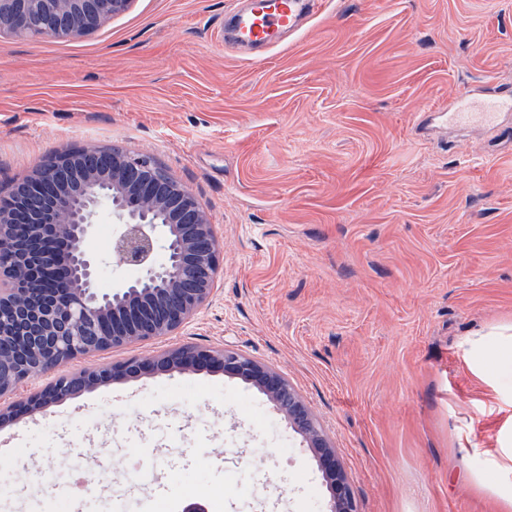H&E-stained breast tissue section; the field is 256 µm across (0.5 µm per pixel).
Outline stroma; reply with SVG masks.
<instances>
[{
    "label": "stroma",
    "instance_id": "obj_1",
    "mask_svg": "<svg viewBox=\"0 0 512 512\" xmlns=\"http://www.w3.org/2000/svg\"><path fill=\"white\" fill-rule=\"evenodd\" d=\"M247 0H134L78 41L0 35V195L62 151L151 154L221 264L185 326L62 365L224 347L292 384L358 512H498L512 493V0H326L283 44L230 43ZM0 512H326L311 449L221 369L121 378L0 427ZM95 470L93 502L59 499ZM492 100L487 102L485 105V112H465V109H461L460 112H449L443 114L446 120H463L471 117H478L484 121L490 122L497 115V111L501 109H511L512 106V92L504 93L501 89H493L487 91Z\"/></svg>",
    "mask_w": 512,
    "mask_h": 512
}]
</instances>
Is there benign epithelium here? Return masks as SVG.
Segmentation results:
<instances>
[{"instance_id":"obj_1","label":"benign epithelium","mask_w":512,"mask_h":512,"mask_svg":"<svg viewBox=\"0 0 512 512\" xmlns=\"http://www.w3.org/2000/svg\"><path fill=\"white\" fill-rule=\"evenodd\" d=\"M132 2L0 0V34L76 41ZM103 214L118 225L109 255L140 270L110 294L97 291L102 260L87 249ZM218 267L207 212L153 157L59 154L0 203V397L78 357L172 334L209 302ZM213 367L259 388L307 442L331 485L330 512H358L336 449L296 390L274 369L226 349L183 347L83 370L0 404V426L118 377Z\"/></svg>"}]
</instances>
